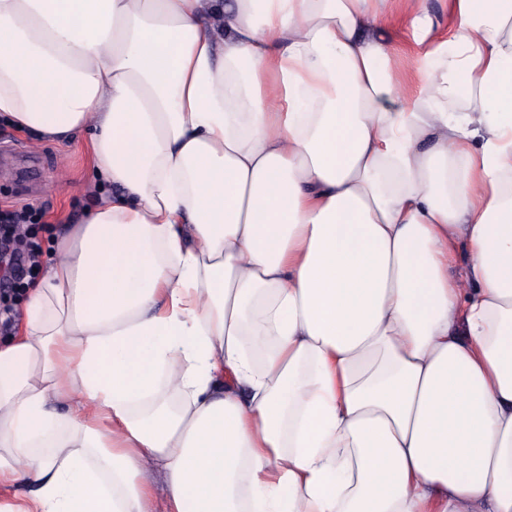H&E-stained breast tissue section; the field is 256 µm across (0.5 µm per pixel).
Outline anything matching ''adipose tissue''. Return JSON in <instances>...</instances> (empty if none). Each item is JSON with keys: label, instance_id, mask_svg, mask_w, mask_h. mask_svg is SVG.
<instances>
[{"label": "adipose tissue", "instance_id": "adipose-tissue-1", "mask_svg": "<svg viewBox=\"0 0 512 512\" xmlns=\"http://www.w3.org/2000/svg\"><path fill=\"white\" fill-rule=\"evenodd\" d=\"M391 3L0 0V122L112 186L0 346V512H512V0L410 93Z\"/></svg>", "mask_w": 512, "mask_h": 512}]
</instances>
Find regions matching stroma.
<instances>
[{
    "mask_svg": "<svg viewBox=\"0 0 512 512\" xmlns=\"http://www.w3.org/2000/svg\"><path fill=\"white\" fill-rule=\"evenodd\" d=\"M385 37L397 53L402 75L416 79L426 43L397 23L387 28ZM111 192V186L99 184L92 174L87 141L61 146L0 123V209L27 205L40 211L38 223L31 227L40 244L79 220L90 200Z\"/></svg>",
    "mask_w": 512,
    "mask_h": 512,
    "instance_id": "35a3bbf8",
    "label": "stroma"
}]
</instances>
